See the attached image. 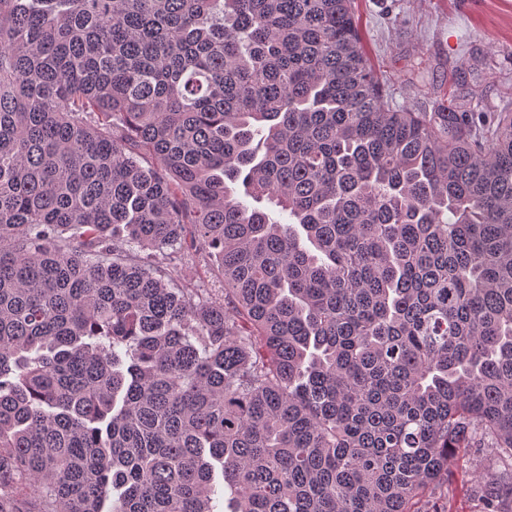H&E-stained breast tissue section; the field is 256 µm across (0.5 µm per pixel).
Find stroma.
I'll return each mask as SVG.
<instances>
[{
    "mask_svg": "<svg viewBox=\"0 0 512 512\" xmlns=\"http://www.w3.org/2000/svg\"><path fill=\"white\" fill-rule=\"evenodd\" d=\"M354 9L393 107L430 112L446 91L477 111L512 103V0H354ZM422 60L423 80H408ZM489 464L469 454L465 470L442 484L448 512H482L470 475Z\"/></svg>",
    "mask_w": 512,
    "mask_h": 512,
    "instance_id": "obj_1",
    "label": "stroma"
}]
</instances>
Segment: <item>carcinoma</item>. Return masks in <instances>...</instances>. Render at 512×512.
Returning a JSON list of instances; mask_svg holds the SVG:
<instances>
[{
  "mask_svg": "<svg viewBox=\"0 0 512 512\" xmlns=\"http://www.w3.org/2000/svg\"><path fill=\"white\" fill-rule=\"evenodd\" d=\"M353 3L0 0V512L512 500V109L390 106ZM468 462L464 463L467 473L461 472V469H454L453 475L435 491L434 497L441 494L439 504L443 503L447 512H482V501L478 494L471 490L470 473L479 471L488 467L491 462L485 454L470 452L466 456Z\"/></svg>",
  "mask_w": 512,
  "mask_h": 512,
  "instance_id": "carcinoma-1",
  "label": "carcinoma"
}]
</instances>
